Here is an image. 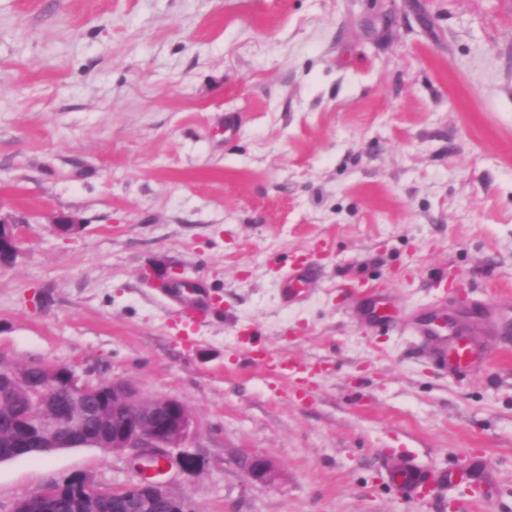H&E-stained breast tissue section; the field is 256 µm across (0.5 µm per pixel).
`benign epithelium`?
<instances>
[{
    "mask_svg": "<svg viewBox=\"0 0 512 512\" xmlns=\"http://www.w3.org/2000/svg\"><path fill=\"white\" fill-rule=\"evenodd\" d=\"M55 228L63 232L82 229L80 220L63 214L53 217ZM24 221L14 214L0 213V267L13 265L21 250ZM60 367H44L42 395L53 400L54 417L32 429L14 425V447L24 450L35 445L53 450L75 446L96 447L112 441V452L130 451V461L140 474L136 481L120 487L102 488L85 475L73 476L70 485L79 495V512H192L188 503L160 482L149 480L144 473L156 462L175 464L182 471L203 467L197 453L183 451L171 456L175 448L184 447L191 431V418L177 399L149 397L123 381L92 383L81 379L73 369L67 376ZM112 405V423L92 428L86 423L90 404ZM247 476L270 482L275 478L273 462L265 455L250 453L243 459ZM42 512H61L67 506L62 487L44 488L36 493Z\"/></svg>",
    "mask_w": 512,
    "mask_h": 512,
    "instance_id": "benign-epithelium-1",
    "label": "benign epithelium"
}]
</instances>
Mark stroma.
I'll return each instance as SVG.
<instances>
[{"label": "stroma", "mask_w": 512, "mask_h": 512, "mask_svg": "<svg viewBox=\"0 0 512 512\" xmlns=\"http://www.w3.org/2000/svg\"><path fill=\"white\" fill-rule=\"evenodd\" d=\"M0 210L26 220L0 354L181 401L205 464L163 479L194 512L466 499L389 485L391 455L479 465L477 512H512V0H0ZM59 213L82 231L57 234ZM297 261L322 275L287 302ZM152 268L222 311L182 322ZM347 277L404 329L371 327ZM246 329L312 384L254 364ZM461 331L479 359L453 373ZM249 451L272 482L247 479ZM74 475L138 478L89 446L2 461L0 512ZM244 469L247 476L256 481L271 482L275 478L273 462L263 454L250 453L244 459Z\"/></svg>", "instance_id": "stroma-1"}]
</instances>
